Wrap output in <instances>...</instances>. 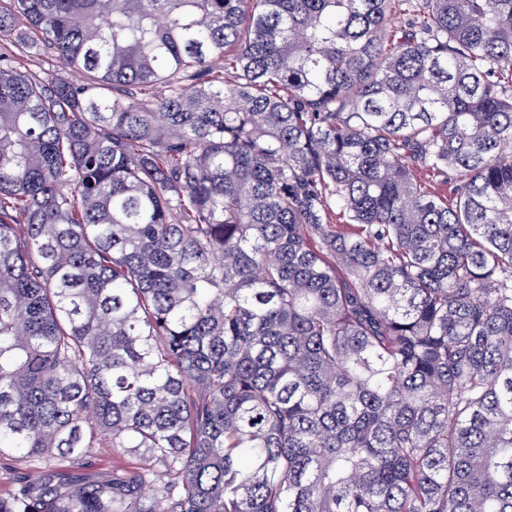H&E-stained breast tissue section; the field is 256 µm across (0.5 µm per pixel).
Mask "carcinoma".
I'll return each mask as SVG.
<instances>
[{
  "label": "carcinoma",
  "mask_w": 512,
  "mask_h": 512,
  "mask_svg": "<svg viewBox=\"0 0 512 512\" xmlns=\"http://www.w3.org/2000/svg\"><path fill=\"white\" fill-rule=\"evenodd\" d=\"M395 2L0 0V512H512V0ZM16 57V65L21 71L41 78L55 75L59 69L57 58L50 50L36 51L23 57L16 55Z\"/></svg>",
  "instance_id": "obj_1"
}]
</instances>
